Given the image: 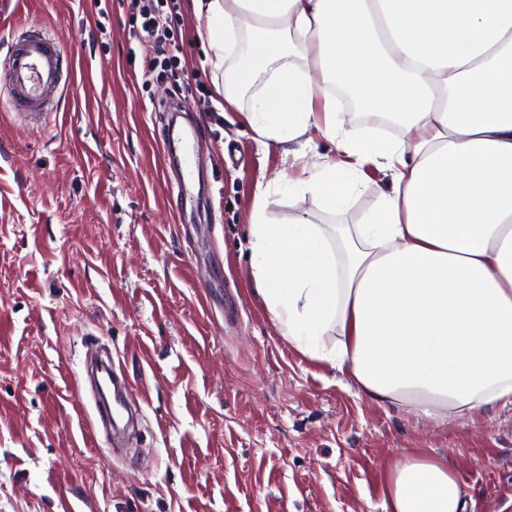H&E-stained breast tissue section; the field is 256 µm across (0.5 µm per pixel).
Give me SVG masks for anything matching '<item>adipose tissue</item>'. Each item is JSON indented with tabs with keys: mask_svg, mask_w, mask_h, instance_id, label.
Instances as JSON below:
<instances>
[{
	"mask_svg": "<svg viewBox=\"0 0 512 512\" xmlns=\"http://www.w3.org/2000/svg\"><path fill=\"white\" fill-rule=\"evenodd\" d=\"M224 99L254 89L265 145L334 157L297 190L343 208L365 166L387 188L362 224H250L256 293L280 335L384 407L432 420L512 406V0H191ZM298 64H283L287 55ZM399 136L346 127L332 86ZM384 512H468L444 457L390 469Z\"/></svg>",
	"mask_w": 512,
	"mask_h": 512,
	"instance_id": "ef3b65f1",
	"label": "adipose tissue"
}]
</instances>
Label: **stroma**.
<instances>
[{
    "instance_id": "1",
    "label": "stroma",
    "mask_w": 512,
    "mask_h": 512,
    "mask_svg": "<svg viewBox=\"0 0 512 512\" xmlns=\"http://www.w3.org/2000/svg\"><path fill=\"white\" fill-rule=\"evenodd\" d=\"M169 23L204 89L150 75L129 0H0V52L45 32L73 65L31 121L0 68V512H383L410 452L451 457L470 512H512L511 408L437 425L378 406L258 300L257 185L272 222L361 224L389 176L365 169L333 212L295 192L302 163L258 142L251 94L217 93L189 0ZM102 345L142 406L118 450L80 381Z\"/></svg>"
}]
</instances>
